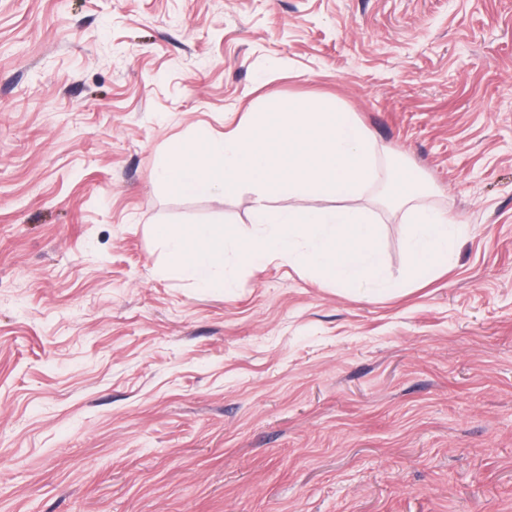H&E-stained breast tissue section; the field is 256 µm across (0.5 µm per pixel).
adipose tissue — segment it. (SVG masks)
I'll return each mask as SVG.
<instances>
[{
	"mask_svg": "<svg viewBox=\"0 0 512 512\" xmlns=\"http://www.w3.org/2000/svg\"><path fill=\"white\" fill-rule=\"evenodd\" d=\"M398 200L405 209L406 221L411 227L410 253L414 258L413 273L428 265H447L455 238L462 227L447 214L426 204V194L412 171H404Z\"/></svg>",
	"mask_w": 512,
	"mask_h": 512,
	"instance_id": "adipose-tissue-1",
	"label": "adipose tissue"
}]
</instances>
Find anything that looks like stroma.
<instances>
[{"mask_svg": "<svg viewBox=\"0 0 512 512\" xmlns=\"http://www.w3.org/2000/svg\"><path fill=\"white\" fill-rule=\"evenodd\" d=\"M271 95L355 114L464 231L359 299L226 249L169 272L168 143ZM0 512H512V0H0Z\"/></svg>", "mask_w": 512, "mask_h": 512, "instance_id": "35a3bbf8", "label": "stroma"}]
</instances>
